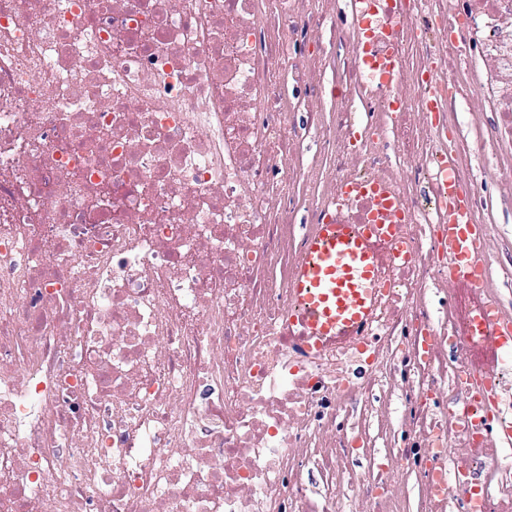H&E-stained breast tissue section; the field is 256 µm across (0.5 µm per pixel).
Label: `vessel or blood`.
Returning a JSON list of instances; mask_svg holds the SVG:
<instances>
[{"instance_id": "1", "label": "vessel or blood", "mask_w": 512, "mask_h": 512, "mask_svg": "<svg viewBox=\"0 0 512 512\" xmlns=\"http://www.w3.org/2000/svg\"><path fill=\"white\" fill-rule=\"evenodd\" d=\"M354 45L363 65H379L380 85L401 74L398 57H377L365 18L356 21ZM444 166L446 173L436 191L448 203L441 217L453 258L448 279L462 299L455 312L456 323L470 340L476 390L481 393L493 381L505 355L512 352V316L485 309L487 227L477 222L471 193L456 177L455 157H448ZM336 198H361L368 206L358 224H343L326 216L316 225L305 256L292 272L289 293L298 307L299 337L308 351L366 327L381 260L399 265L413 260L401 237L406 217L387 182L347 180L338 186Z\"/></svg>"}]
</instances>
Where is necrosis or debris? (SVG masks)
<instances>
[{
  "label": "necrosis or debris",
  "instance_id": "4bbe7bcc",
  "mask_svg": "<svg viewBox=\"0 0 512 512\" xmlns=\"http://www.w3.org/2000/svg\"><path fill=\"white\" fill-rule=\"evenodd\" d=\"M0 0V512H512V362L471 399L425 106L494 114L512 152V0H409L374 91L359 0ZM325 41L329 66L311 67ZM444 64L460 88L418 80ZM340 91L337 121L316 102ZM415 120H391L386 95ZM379 132L350 150V133ZM391 176L412 264L383 262L359 339L289 335L293 263L325 208L290 190ZM354 45L357 56L364 66L371 67L375 62H378L381 71L378 85L380 89L386 86L392 78L396 79L401 74L403 64L398 57L390 56L383 59L376 55L374 40L368 31L366 19L361 15L354 27ZM314 150L315 147L310 144H303L300 146H297L296 149L293 152H288V163H298L307 161V164L312 167V169L315 171L316 179L314 177V180L311 181H303L301 180L299 183H295L294 187L296 190L307 194L309 199H312L313 197H321L323 193V177L325 169L328 165H325V161L321 158H314ZM326 166V167H325ZM323 172V175H322Z\"/></svg>",
  "mask_w": 512,
  "mask_h": 512
}]
</instances>
